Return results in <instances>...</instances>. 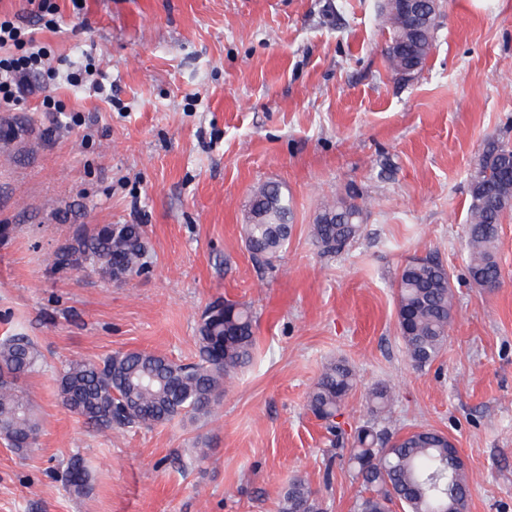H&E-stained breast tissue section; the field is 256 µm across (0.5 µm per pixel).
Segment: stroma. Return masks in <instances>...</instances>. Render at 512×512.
I'll return each instance as SVG.
<instances>
[{
  "mask_svg": "<svg viewBox=\"0 0 512 512\" xmlns=\"http://www.w3.org/2000/svg\"><path fill=\"white\" fill-rule=\"evenodd\" d=\"M55 2V29L39 32L52 65L92 59L112 97L60 82L63 113L35 96L0 112L16 130L0 136V342L26 336L41 352L22 382L40 433L22 455L0 440V512H279L297 477L325 512H352L349 450L382 385L391 434L455 442L468 512H512V217L500 288L470 279L466 235L470 174L489 142L512 141V0H442L409 78L386 67L382 0ZM265 182L294 216L268 264L243 233ZM340 196L362 205L363 233L330 256L311 227ZM110 224L142 227L138 272L53 265ZM425 257L448 271L453 320L419 370L395 283ZM225 299L252 310L256 347L210 417L98 430L61 403L72 360L195 361L202 315ZM337 360L356 387L330 426L307 396ZM75 458L89 474L80 494L60 479Z\"/></svg>",
  "mask_w": 512,
  "mask_h": 512,
  "instance_id": "stroma-1",
  "label": "stroma"
}]
</instances>
